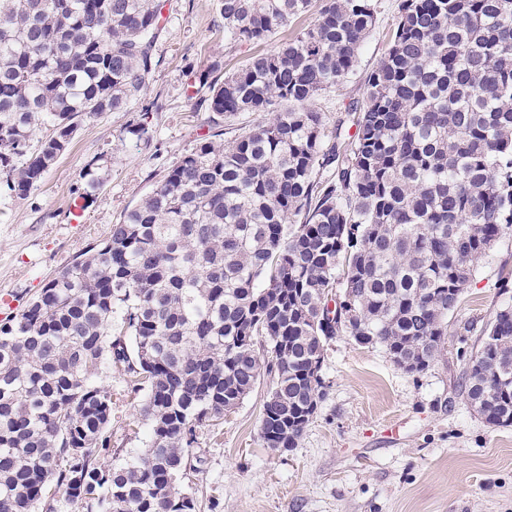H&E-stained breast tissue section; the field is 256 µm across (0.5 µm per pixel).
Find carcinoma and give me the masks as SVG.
<instances>
[{
    "instance_id": "obj_1",
    "label": "carcinoma",
    "mask_w": 512,
    "mask_h": 512,
    "mask_svg": "<svg viewBox=\"0 0 512 512\" xmlns=\"http://www.w3.org/2000/svg\"><path fill=\"white\" fill-rule=\"evenodd\" d=\"M163 0H0V179L36 188L79 126L139 102ZM224 41L273 43L209 82V110L274 117L204 139L85 257L0 325V512H196V428L262 376L261 433L294 448L327 341L407 374L442 357L473 261L512 228V0H401L352 112L350 148L312 108L354 71L377 0H219ZM313 21L276 37L306 14ZM46 129L49 134L34 139ZM80 195L103 186L83 173ZM335 303L339 318L326 321ZM463 393L512 426V304ZM117 372L143 393V453L108 467Z\"/></svg>"
}]
</instances>
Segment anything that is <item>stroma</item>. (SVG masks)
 I'll use <instances>...</instances> for the list:
<instances>
[{"label": "stroma", "mask_w": 512, "mask_h": 512, "mask_svg": "<svg viewBox=\"0 0 512 512\" xmlns=\"http://www.w3.org/2000/svg\"><path fill=\"white\" fill-rule=\"evenodd\" d=\"M400 0H379L375 30L360 51L357 70L313 103L327 127H340L342 146L355 129L353 104L363 102L365 80L384 57ZM219 0H165L155 67L141 104L85 121L68 149L27 196L0 183V324L21 313L56 273L101 239L164 174L202 139L231 140L267 121L264 112L219 117L208 109L201 77L229 73L262 52L259 44L224 41ZM149 113H142V104ZM150 138L132 130L140 121ZM98 162L107 176L83 223H72L70 201L82 174ZM512 229L474 262L473 276L448 316V342L421 374L403 372L383 348L339 335L327 341L323 397L296 448H266L260 433L269 382L223 419L196 429V472L184 488L196 512H512V427L489 425L462 394V374L479 347L485 324L511 297ZM112 389V453L105 465L145 448L142 400L124 383L102 375Z\"/></svg>", "instance_id": "stroma-1"}]
</instances>
